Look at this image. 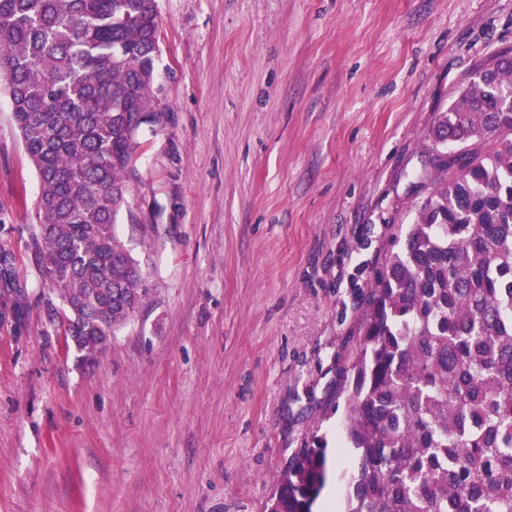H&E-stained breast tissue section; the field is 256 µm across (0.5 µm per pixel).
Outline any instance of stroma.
Instances as JSON below:
<instances>
[{
    "mask_svg": "<svg viewBox=\"0 0 512 512\" xmlns=\"http://www.w3.org/2000/svg\"><path fill=\"white\" fill-rule=\"evenodd\" d=\"M163 121L116 235L143 309L80 357L26 248L39 182L0 94V512H267L295 448L356 468L339 359L428 162V133L512 0H158Z\"/></svg>",
    "mask_w": 512,
    "mask_h": 512,
    "instance_id": "obj_1",
    "label": "stroma"
}]
</instances>
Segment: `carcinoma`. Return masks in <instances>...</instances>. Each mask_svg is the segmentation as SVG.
<instances>
[{"label":"carcinoma","mask_w":512,"mask_h":512,"mask_svg":"<svg viewBox=\"0 0 512 512\" xmlns=\"http://www.w3.org/2000/svg\"><path fill=\"white\" fill-rule=\"evenodd\" d=\"M157 0H0V87L40 186L27 225L41 302L85 358L146 303L112 226L141 129L160 123ZM413 218L364 294L344 428L345 512H512V48L429 132ZM327 441L295 449L268 512H313Z\"/></svg>","instance_id":"1"}]
</instances>
